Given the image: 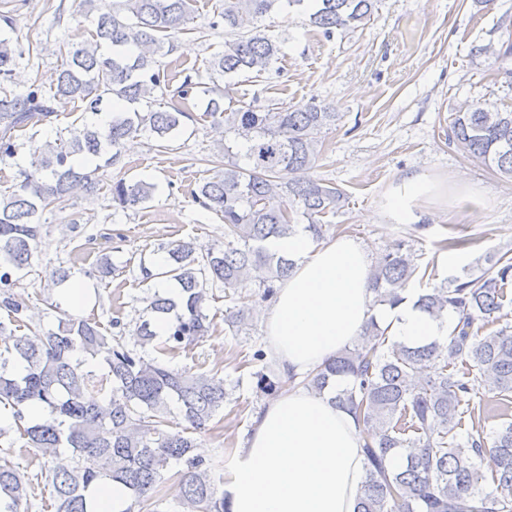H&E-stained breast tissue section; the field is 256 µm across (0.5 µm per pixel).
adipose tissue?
<instances>
[{
    "label": "adipose tissue",
    "mask_w": 512,
    "mask_h": 512,
    "mask_svg": "<svg viewBox=\"0 0 512 512\" xmlns=\"http://www.w3.org/2000/svg\"><path fill=\"white\" fill-rule=\"evenodd\" d=\"M442 185L423 174L402 178L386 194L382 212L394 224H418ZM292 260L267 319L270 352L281 374L305 375L347 345L368 319L414 342L447 336V322L419 311L414 291L400 305L372 308L370 258L363 245L341 236L314 245L298 231L268 241ZM363 440L352 416L329 394L304 386L275 398L237 449L224 491L229 512H355L364 467Z\"/></svg>",
    "instance_id": "1"
}]
</instances>
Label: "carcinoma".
<instances>
[{
  "label": "carcinoma",
  "mask_w": 512,
  "mask_h": 512,
  "mask_svg": "<svg viewBox=\"0 0 512 512\" xmlns=\"http://www.w3.org/2000/svg\"><path fill=\"white\" fill-rule=\"evenodd\" d=\"M195 0H116L112 13L99 16L91 38L60 52L55 83L38 80L20 93L0 87V157L17 153L18 132L58 117L55 101H79L89 114L79 128L33 147L11 190L0 195V406L11 410L23 447L41 459L40 476L51 489L55 512H90L89 489L97 481L121 484L131 504L122 512H157L163 471L175 463L180 489L175 512H228L217 492L215 462L194 454L195 435L209 430L224 410V378L172 365L190 346L209 336L206 303L212 289H235L256 281L262 298L275 294L293 262L266 246L272 237L304 230L323 237V218L348 200L346 191L309 172L321 155L322 129L336 125V105L315 98L272 108L259 95L237 108L224 107V95L242 73L280 74L283 40L258 21L286 8L308 17L309 26L331 39L365 28L379 0H222L224 50L209 60L206 74L183 69L173 86L160 59L177 52L178 35L190 31ZM11 35L0 36V84L15 82L19 40L14 19L0 12ZM512 78V34L497 44L474 49ZM208 82H203V78ZM194 106L196 117L185 110ZM210 120L224 130V169L192 192L201 208L224 219L226 242L204 252L193 240L176 243L158 275L174 282L177 294L156 291L145 298L153 321L167 323L157 350L163 358L144 357L97 322L77 317L48 297L50 309L63 314L56 332L36 329L18 335L26 305L14 289L29 273L40 237L39 214L68 201L75 190H98V171L119 162L124 141L144 132L167 149L181 140L189 124ZM448 144L469 158L512 179V106L459 108L447 131ZM246 141V166L234 148ZM113 206L137 211L153 200L158 184L148 178H120L109 188ZM479 272L463 271L419 294L418 306L430 318L448 320V335L418 343L399 341L369 319L350 344L328 359L303 385L316 392L336 386V405L356 421L363 436L364 475L357 512H512V420L487 433L465 427L475 419L472 401L488 393L512 404V327L482 333L512 305V256L484 258ZM420 264L402 245L382 254L370 273L372 305L395 306L418 278ZM151 321V322H153ZM145 320L138 327L140 347L154 344L156 333ZM15 328H8V325ZM97 360L112 383L105 390L84 369ZM252 360L256 388L267 395L294 382L264 364L259 348ZM177 405L185 426L171 430L170 406ZM41 407L38 419L30 410ZM97 460L94 469L76 458ZM493 461L491 478L480 468ZM395 456L397 466H389ZM492 488L486 487V481ZM31 482L9 453L0 454V512H28Z\"/></svg>",
  "instance_id": "cac0c4a2"
}]
</instances>
